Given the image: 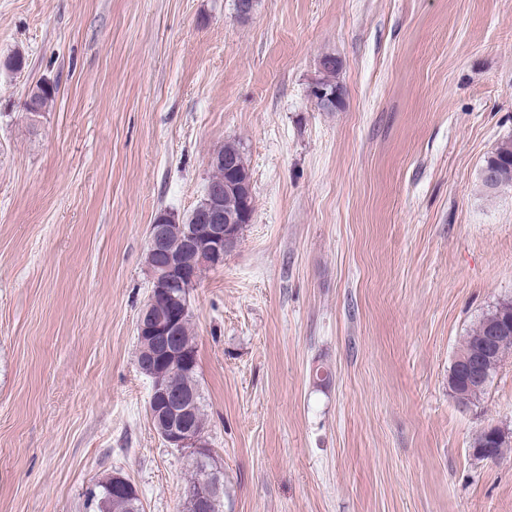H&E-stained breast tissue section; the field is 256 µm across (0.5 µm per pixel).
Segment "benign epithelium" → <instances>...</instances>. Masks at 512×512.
<instances>
[{
    "label": "benign epithelium",
    "mask_w": 512,
    "mask_h": 512,
    "mask_svg": "<svg viewBox=\"0 0 512 512\" xmlns=\"http://www.w3.org/2000/svg\"><path fill=\"white\" fill-rule=\"evenodd\" d=\"M224 188L208 187L200 203L190 213L185 225L184 251L193 254L188 266L183 256L167 250L166 219L155 216L149 225L146 240L147 273L150 292L141 309L136 330L138 335L155 339L160 346L159 365L149 373V413L157 434L171 448L189 450L196 459H208L209 446L204 432L191 420L196 405L194 395L171 386L169 370L187 363L183 351L176 343L178 337L176 316L185 314L190 303H171L169 316L158 315L156 302L175 298L173 289L198 282L202 272L224 266V253L234 248L240 238L242 225L235 219H224ZM494 336H483L473 346L459 367L462 376L472 387L480 381L482 365L494 347ZM224 478L218 472L204 469L196 487L189 489V512H206L212 494L219 490ZM112 484L121 489L132 501L140 500L133 483L120 472L112 473Z\"/></svg>",
    "instance_id": "1"
}]
</instances>
